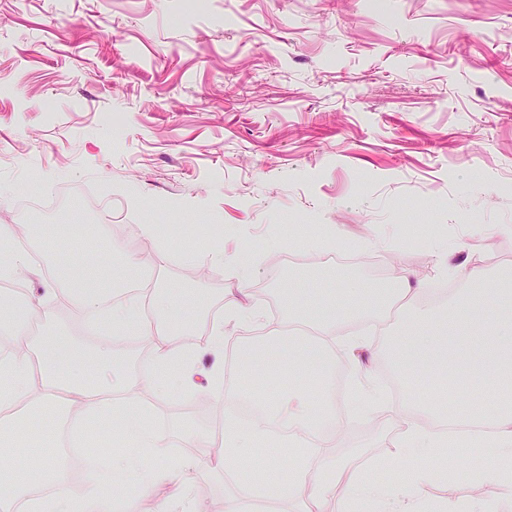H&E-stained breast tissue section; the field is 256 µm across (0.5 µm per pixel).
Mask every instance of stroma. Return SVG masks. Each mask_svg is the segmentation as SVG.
<instances>
[{"mask_svg": "<svg viewBox=\"0 0 512 512\" xmlns=\"http://www.w3.org/2000/svg\"><path fill=\"white\" fill-rule=\"evenodd\" d=\"M72 196L52 216L41 199ZM107 224L112 248L65 257L121 277L118 253H172L153 285L198 306L179 343L193 347L192 374L226 372L227 349L207 346L212 321L228 342L250 343L286 324L283 294L297 284L336 298L354 277L373 288L403 276L453 291L479 271L512 269V0H0V225L28 245L35 225ZM153 224L157 234L140 233ZM327 251L350 261L326 268ZM457 246L456 261L440 260ZM43 255L23 272L24 296L48 299L50 320H32L80 347L111 352L137 375L153 350L141 339L90 331L68 285ZM260 309V326L227 313L228 293ZM412 311L379 308L368 335L377 385L398 377L403 404L436 386L428 365L401 374L389 338ZM166 445L141 453L146 485L115 478L107 497L137 495L142 512L161 499L186 512H229L260 473L292 476L287 434L249 459L211 474L210 451L188 434L224 442L212 423L224 402L210 391L142 390ZM345 414L337 463L397 483L430 459L393 457L400 423L360 404L352 377L337 399ZM432 504L472 495L499 499L498 485L436 480Z\"/></svg>", "mask_w": 512, "mask_h": 512, "instance_id": "obj_1", "label": "stroma"}]
</instances>
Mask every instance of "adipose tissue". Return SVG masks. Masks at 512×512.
I'll return each instance as SVG.
<instances>
[{
    "label": "adipose tissue",
    "mask_w": 512,
    "mask_h": 512,
    "mask_svg": "<svg viewBox=\"0 0 512 512\" xmlns=\"http://www.w3.org/2000/svg\"><path fill=\"white\" fill-rule=\"evenodd\" d=\"M57 275L67 281L81 308L87 315L97 316L118 327L136 326L142 337L154 344L155 370L147 381L159 393L180 386V373L191 356L189 348L178 345L173 336L178 320L175 316L176 300L168 292L152 290L146 302L153 308L152 317H145L140 297L133 296L119 303H108L97 283L100 274L88 269L76 273L69 261L57 265ZM422 284L401 278L394 287L377 293L363 285L345 289L344 295L359 315L370 314L373 304L397 299L407 305H417L425 295ZM283 303L292 320L314 323L318 326L317 339L327 349L341 347L342 355L353 378L360 383L362 399L366 402L382 401L378 386L368 378L365 357L370 344L361 336L348 337L344 345H337L336 318L315 303L305 301L299 288L289 289ZM52 313L49 304L21 307L18 323L11 326L15 345L35 347V360L14 358L0 362V406L15 408L46 405L54 401L59 388H66L72 404L82 407L88 420L102 418L112 409L111 401L101 396L102 389L117 388L125 399L121 406L127 413L126 430L134 437L135 445L160 454L164 446L148 429L142 427V414L137 401L138 391L146 381L120 368L109 365L106 353H98L95 361L105 368L103 386L88 388L82 375H73L68 383H60L58 373L67 364L82 363L85 351L65 337L43 336L32 340L28 329L21 326L24 318H46ZM399 362L406 365L422 357L434 362L438 368L462 362V371L450 373L438 390L434 400L419 402L410 411L399 413L401 432L396 443L399 456H432L441 444L440 410L448 395L455 388L475 383L506 381L496 402L491 405L469 403L456 410V422L462 426H487L485 446L496 457L512 455V277L492 280L483 275H473L467 288L443 310L427 315L412 316L396 338ZM264 373L268 376L292 377L293 383L278 399L264 402L266 411L258 421L246 429L234 428L213 465L214 471L224 469L226 459L240 455L253 447L261 436L272 427L284 430L304 428L317 436L325 448L338 445L342 434L337 427L336 397L325 376L315 367L296 371L291 367L293 355L302 349L295 344L267 337L261 343ZM43 468L40 477H33L28 470L0 472V506L10 507L23 503L27 512H71V498L64 486V478L56 467V457L48 449H40ZM137 458L130 455L108 457L102 469L93 471L83 495V512H112L111 501L102 495L101 484L118 474L138 475ZM434 471L420 469L409 472L396 486L378 484L365 473L336 464L326 455L319 454L317 464H310L308 454L297 457V466L291 482H283L276 474H263L244 492L245 499L265 498L279 500L299 494L304 483H311L315 494L308 499L302 512H323L321 504L335 498L336 512H353L356 503L394 501L393 512H418L419 488L436 479ZM43 479L52 488L50 496L32 498L28 495L36 479Z\"/></svg>",
    "instance_id": "obj_1"
}]
</instances>
